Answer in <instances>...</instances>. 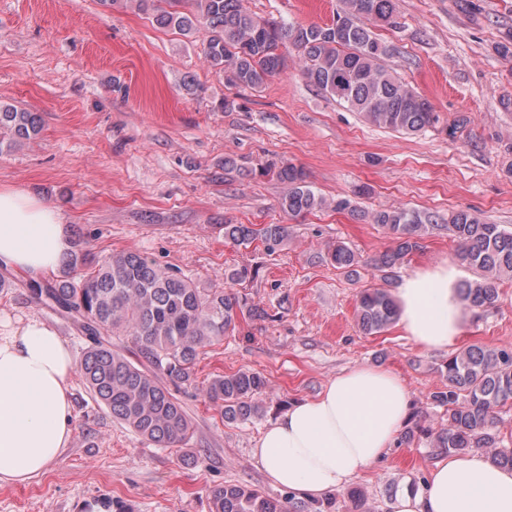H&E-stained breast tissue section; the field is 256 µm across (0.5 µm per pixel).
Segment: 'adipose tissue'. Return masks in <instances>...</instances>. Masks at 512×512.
I'll return each instance as SVG.
<instances>
[{"mask_svg": "<svg viewBox=\"0 0 512 512\" xmlns=\"http://www.w3.org/2000/svg\"><path fill=\"white\" fill-rule=\"evenodd\" d=\"M70 248L62 218L41 200L0 187V264L24 274L54 271ZM454 267L406 277L400 325L420 348L447 349L462 333ZM75 365L62 336L33 317H0V485L43 474L68 447ZM412 395L384 367H356L329 380L260 435L253 455L271 484L309 499L345 490L394 447ZM395 512H512V468L483 452L449 454L423 488L400 489Z\"/></svg>", "mask_w": 512, "mask_h": 512, "instance_id": "ef3b65f1", "label": "adipose tissue"}]
</instances>
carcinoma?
Returning <instances> with one entry per match:
<instances>
[{
	"mask_svg": "<svg viewBox=\"0 0 512 512\" xmlns=\"http://www.w3.org/2000/svg\"><path fill=\"white\" fill-rule=\"evenodd\" d=\"M134 2L161 28L186 37L205 33V58L232 86L263 88L281 72L284 49L291 47L303 61L301 73L308 83L370 124L415 134L440 122L431 103L384 66L391 49L371 30L378 23H394L397 0H340L331 23L288 26L248 11L243 0H194L190 12L174 8L177 0ZM40 132L37 113L0 101V151ZM274 174L288 186L281 207L289 215L302 216L326 204L297 167L283 163ZM372 223L384 228L393 242L364 262L375 271L398 268L420 248L422 236L437 231L457 243L461 263L478 271L476 279L459 287L471 306L495 305L499 281L512 277V231L467 210L449 215L446 222L425 212L380 210L372 214ZM224 238L238 245L258 238L272 252L287 240L288 226L226 224ZM327 259L350 274L362 263L339 242L328 248ZM27 288L91 341L81 377L113 418L162 448L182 447L192 439L193 422L160 376L175 385L194 381L203 350L235 322L241 308L235 295L201 288L188 276L132 251L115 252L101 263L78 241L61 278L33 279ZM355 316L360 330L372 335L396 320L398 307L385 290L365 288L357 294ZM114 336L130 341V354L112 348ZM440 373L446 385L432 400L446 409L448 425L418 424L405 438L418 434L429 447L450 453L482 449L491 462L512 467V448L502 444L498 429L499 410L512 407V347L472 346L452 353ZM267 386L265 376L244 370L213 378L205 395L224 420L246 422L261 412L260 397ZM210 512H336V500L280 501L250 486L226 483L211 490Z\"/></svg>",
	"mask_w": 512,
	"mask_h": 512,
	"instance_id": "cac0c4a2",
	"label": "carcinoma"
}]
</instances>
